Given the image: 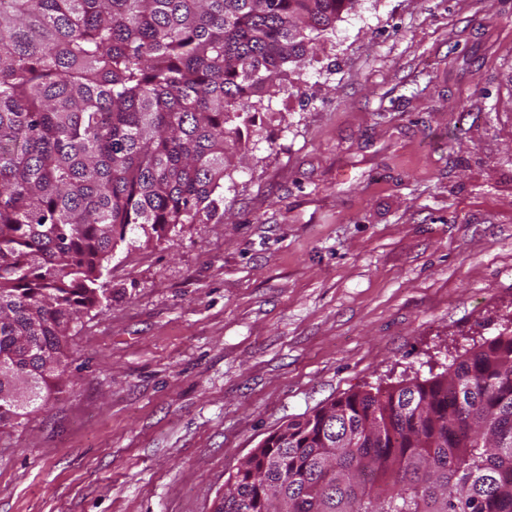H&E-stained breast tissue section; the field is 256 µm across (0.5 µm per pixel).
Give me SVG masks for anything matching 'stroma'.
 I'll return each instance as SVG.
<instances>
[{"instance_id": "stroma-1", "label": "stroma", "mask_w": 512, "mask_h": 512, "mask_svg": "<svg viewBox=\"0 0 512 512\" xmlns=\"http://www.w3.org/2000/svg\"><path fill=\"white\" fill-rule=\"evenodd\" d=\"M224 178L119 244L0 512H212L272 432L512 325V0H360Z\"/></svg>"}]
</instances>
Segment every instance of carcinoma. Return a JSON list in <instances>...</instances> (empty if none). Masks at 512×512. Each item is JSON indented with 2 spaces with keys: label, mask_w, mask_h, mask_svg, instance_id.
<instances>
[{
  "label": "carcinoma",
  "mask_w": 512,
  "mask_h": 512,
  "mask_svg": "<svg viewBox=\"0 0 512 512\" xmlns=\"http://www.w3.org/2000/svg\"><path fill=\"white\" fill-rule=\"evenodd\" d=\"M357 2L0 0V356L36 341L22 403L0 396L1 429L63 379L128 232L224 223L243 130ZM279 508L512 512V332L440 375L288 423L214 512Z\"/></svg>",
  "instance_id": "cac0c4a2"
}]
</instances>
